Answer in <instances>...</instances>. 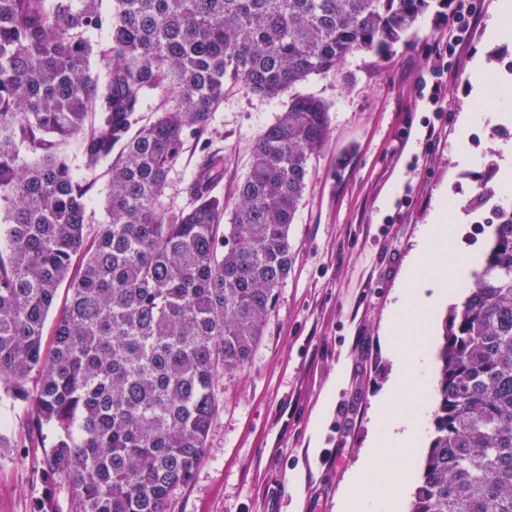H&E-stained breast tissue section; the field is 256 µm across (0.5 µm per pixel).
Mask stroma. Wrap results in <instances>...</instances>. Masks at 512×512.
I'll return each mask as SVG.
<instances>
[{
  "label": "stroma",
  "mask_w": 512,
  "mask_h": 512,
  "mask_svg": "<svg viewBox=\"0 0 512 512\" xmlns=\"http://www.w3.org/2000/svg\"><path fill=\"white\" fill-rule=\"evenodd\" d=\"M475 31L448 59L441 111L420 81L434 49L448 42V15L429 11L386 58L356 54L338 76L315 77L306 92L330 106V133L313 160L308 188L289 230L293 264L252 363L226 375L205 456L192 480L172 494L167 512H336V498L358 464L374 400L393 369L382 328L403 265L440 189L449 207L466 210L459 248L485 252L488 209L473 210L481 184L499 186L498 145L512 124L492 123L471 97L475 63L497 79L488 96L512 113V18L507 35L488 26L499 0H473ZM288 99L231 87L207 133L224 155L214 185L235 204L253 142L285 111ZM468 112L469 164L459 156L458 119ZM434 136H427V126ZM187 147L168 176L164 206L185 207V187L200 162ZM23 400L0 402L10 447L0 448V512H35L53 498L73 512L66 484L43 472L50 442L33 432Z\"/></svg>",
  "instance_id": "1"
}]
</instances>
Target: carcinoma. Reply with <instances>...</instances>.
<instances>
[{
    "label": "carcinoma",
    "mask_w": 512,
    "mask_h": 512,
    "mask_svg": "<svg viewBox=\"0 0 512 512\" xmlns=\"http://www.w3.org/2000/svg\"><path fill=\"white\" fill-rule=\"evenodd\" d=\"M452 0H0V400L48 432L44 476L76 512H167L202 462L220 378L246 367L292 266L289 229L330 107L298 91L350 56L383 59ZM105 29L93 72L87 33ZM288 94L229 210L209 153L187 206L163 198L225 91ZM158 101L140 123L147 99ZM110 159L104 224L86 223ZM442 325L430 444L408 512H512V206ZM81 255L78 272L73 258ZM52 344L44 328L60 289Z\"/></svg>",
    "instance_id": "cac0c4a2"
}]
</instances>
